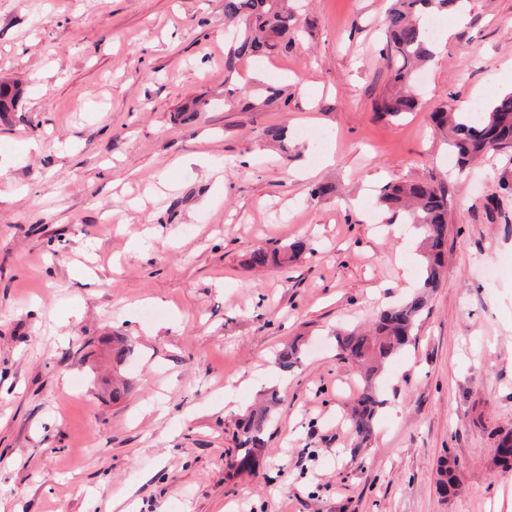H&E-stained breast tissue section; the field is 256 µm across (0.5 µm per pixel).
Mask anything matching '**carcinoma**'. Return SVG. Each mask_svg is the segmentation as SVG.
<instances>
[{"instance_id": "carcinoma-1", "label": "carcinoma", "mask_w": 512, "mask_h": 512, "mask_svg": "<svg viewBox=\"0 0 512 512\" xmlns=\"http://www.w3.org/2000/svg\"><path fill=\"white\" fill-rule=\"evenodd\" d=\"M459 0H392L385 22L383 58L389 84L397 92L385 95L377 111L394 119L412 112L418 105L413 92L417 70L434 60L429 49L433 44L425 14L444 11ZM224 19L239 25L231 44L224 52V83L231 82L240 62L249 58L285 54L296 35L295 19L288 0H224ZM22 90L0 82V120L16 111ZM207 101L201 97L187 102L180 117L196 119ZM288 106L281 90L267 87L248 102L251 110L271 106ZM448 150L456 156L459 170H464L477 156L512 153V91H506L481 104L473 112H454L440 107L431 113ZM377 203L387 215L415 225L421 233L423 263L418 289L401 303L380 312L374 327L367 333L354 329L336 330L337 355L353 363L359 371L363 388L352 409L349 422L353 434L365 441L374 430L375 418L383 405L378 391L382 365L399 355L417 339L420 320L430 294L439 286L444 266L448 235L449 190L435 179L388 183L379 189ZM307 243L295 241L283 250L252 253L254 266H279L288 253L305 249ZM270 409L252 411L237 425V458L233 466L247 470L264 451L263 433ZM512 459V435L505 434L495 448V462L509 464Z\"/></svg>"}]
</instances>
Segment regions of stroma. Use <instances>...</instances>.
Segmentation results:
<instances>
[{
  "label": "stroma",
  "instance_id": "1",
  "mask_svg": "<svg viewBox=\"0 0 512 512\" xmlns=\"http://www.w3.org/2000/svg\"><path fill=\"white\" fill-rule=\"evenodd\" d=\"M294 3L292 50L239 67L238 93L290 98L256 112L224 102V0H0V79L23 89L0 122V512H512V468L492 463L512 434V156L459 173L429 118L512 89V0H468L453 29L439 14L445 45L399 120L375 110L390 0ZM429 177L451 194L441 283L361 444L334 332L417 287L419 232L385 223L376 192ZM296 240L288 263L251 264ZM116 337L134 350L117 371ZM272 398L261 457L228 468L238 418Z\"/></svg>",
  "mask_w": 512,
  "mask_h": 512
}]
</instances>
